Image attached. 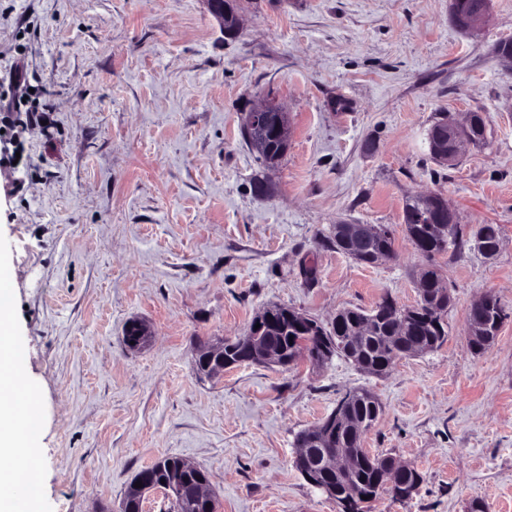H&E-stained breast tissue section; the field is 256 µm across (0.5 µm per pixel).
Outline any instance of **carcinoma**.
Here are the masks:
<instances>
[{"label":"carcinoma","mask_w":512,"mask_h":512,"mask_svg":"<svg viewBox=\"0 0 512 512\" xmlns=\"http://www.w3.org/2000/svg\"><path fill=\"white\" fill-rule=\"evenodd\" d=\"M287 147L277 139L269 138L265 155V164H279ZM404 233L408 240L417 243L430 264L422 271L433 289L442 283L443 277L432 264L435 256L464 247H474L475 237H481L485 245L493 249L501 240V229L497 224H479L469 236H464L458 223L444 225L443 235L437 236L428 218L417 209L404 212ZM360 247L363 256L394 250L392 231L384 235L362 238ZM394 300L385 297L369 312L360 308H344L336 312L332 329L326 330L320 323L311 318L301 319L298 313L288 307H281L277 315L280 324L279 340L293 358L299 348V341L306 340L315 344L332 345L331 353L341 356L364 371L373 375L386 373L394 364V359L411 355V347L418 344L421 352H431L440 347L448 336V325L444 313L448 309V300L435 293L418 295L415 305L399 307L393 311L387 305ZM485 340L478 343L476 353L488 349L495 341L498 332L508 315L498 298L481 314ZM248 335L239 336L226 341L224 355L231 359L243 357L248 352ZM351 416L366 423V428L379 419L382 405L373 392L366 388L352 391L349 402ZM336 440L346 448L358 449L349 468L336 472L323 467L313 472L316 481L327 484L338 490V497L347 492L358 494L354 506L349 512H368L370 503L378 500L385 493L383 484L386 479L384 464L387 457L372 455L361 448L362 433L356 430L336 429ZM208 479L207 473L201 469H189L185 461L177 457H166L156 461L150 467L140 471L125 491L122 512H142L140 489L135 487L138 481L150 482L166 490L169 499V512H206L195 499V487Z\"/></svg>","instance_id":"obj_1"}]
</instances>
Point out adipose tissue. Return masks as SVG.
I'll return each mask as SVG.
<instances>
[{
  "label": "adipose tissue",
  "instance_id": "1",
  "mask_svg": "<svg viewBox=\"0 0 512 512\" xmlns=\"http://www.w3.org/2000/svg\"><path fill=\"white\" fill-rule=\"evenodd\" d=\"M13 328L10 299L0 300V512H17L11 496L13 488H35L40 474L37 453H29L24 470H17L11 459L21 445H35L37 427L32 420L36 395L26 385L15 363L9 339Z\"/></svg>",
  "mask_w": 512,
  "mask_h": 512
}]
</instances>
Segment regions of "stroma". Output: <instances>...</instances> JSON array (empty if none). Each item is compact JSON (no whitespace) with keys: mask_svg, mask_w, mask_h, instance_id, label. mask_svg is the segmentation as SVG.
Wrapping results in <instances>:
<instances>
[{"mask_svg":"<svg viewBox=\"0 0 512 512\" xmlns=\"http://www.w3.org/2000/svg\"><path fill=\"white\" fill-rule=\"evenodd\" d=\"M241 8L230 37L203 0H0V266L38 399V512H120L164 457L207 471L218 512H339L294 441L360 386L383 406L364 448L423 477L372 512H512V318L483 354L466 335L486 292L512 311V63L496 53L512 0L470 35L449 0ZM269 94L291 115L270 169L241 134ZM439 112L484 114L490 143L435 162ZM426 192L460 223L502 228L494 258L437 256L452 294L440 348L381 377L341 357L196 374L200 342L245 335L270 305L327 325L387 295L414 304L425 260L403 209ZM338 223L391 228L394 257L346 256ZM132 320L145 347L124 341Z\"/></svg>","mask_w":512,"mask_h":512,"instance_id":"obj_1","label":"stroma"}]
</instances>
